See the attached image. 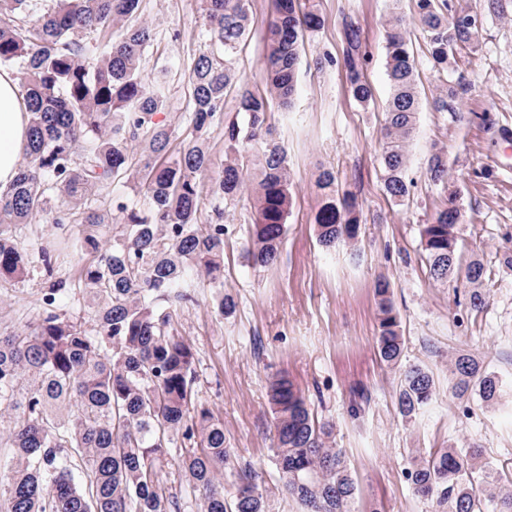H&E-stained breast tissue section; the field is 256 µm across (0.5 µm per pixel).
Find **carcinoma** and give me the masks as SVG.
<instances>
[{"instance_id": "1", "label": "carcinoma", "mask_w": 512, "mask_h": 512, "mask_svg": "<svg viewBox=\"0 0 512 512\" xmlns=\"http://www.w3.org/2000/svg\"><path fill=\"white\" fill-rule=\"evenodd\" d=\"M0 0V67L16 73L30 114L29 136L17 178L0 191V283L25 278L38 267L52 280L44 308L23 330L0 333V444L12 449L0 464V512H182L195 498L198 512H267L258 474L244 469L235 495H224V423L194 389L196 350L178 331V308L198 288H212L216 313L230 314L224 294V211L252 185L254 212L244 250L254 267L280 256L292 207L286 150L269 122L274 106L289 107L305 36L322 24L311 0H276L269 24L263 80L267 92L240 77L234 65L249 36L252 0H200L207 46L188 69V103L179 126L186 143L176 149L178 129L157 120L166 103L170 70L152 81L142 76L145 51L155 33L147 23L130 25L141 0ZM442 0H416V14L431 46V67L448 72L454 53L476 34L470 13H444ZM119 33H114L115 27ZM349 92L359 103L373 99L359 55L361 34L345 29ZM381 180L390 199L410 197L407 146L419 110L418 72L403 17L389 23ZM234 91L238 111L226 118L224 101ZM461 85L445 87L433 100L438 112H453ZM224 127V168L210 174L209 135ZM132 175L134 202L115 193L113 181ZM427 174L445 185L440 152ZM213 216L203 224L202 188ZM317 187L318 243L331 249L356 239L355 197L340 192L336 175L324 169ZM110 197L112 209L97 202ZM121 218L112 223L109 214ZM59 227L81 226L78 287L85 314L55 306L67 281L54 278L48 244L30 251L17 230L38 215ZM460 207L453 193L431 222L420 225V248L430 278L462 283L475 310L486 305V269L463 260ZM112 225V242L101 229ZM377 354L401 366L405 339L390 284L375 283ZM451 394L498 405L502 379L476 356L457 352L448 360ZM431 372L402 369L397 395L404 416L434 394ZM276 437L272 461L284 492L303 512H351L356 486L348 458L335 447L334 425L320 421L286 376L270 383ZM83 464L82 478L72 460ZM175 469L178 495L168 484ZM414 490L434 499L438 512H512V479L483 457L482 448L415 449L408 472Z\"/></svg>"}]
</instances>
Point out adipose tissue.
Segmentation results:
<instances>
[{"mask_svg": "<svg viewBox=\"0 0 512 512\" xmlns=\"http://www.w3.org/2000/svg\"><path fill=\"white\" fill-rule=\"evenodd\" d=\"M29 114L9 72L0 71V190L18 173V161L27 143Z\"/></svg>", "mask_w": 512, "mask_h": 512, "instance_id": "adipose-tissue-1", "label": "adipose tissue"}]
</instances>
